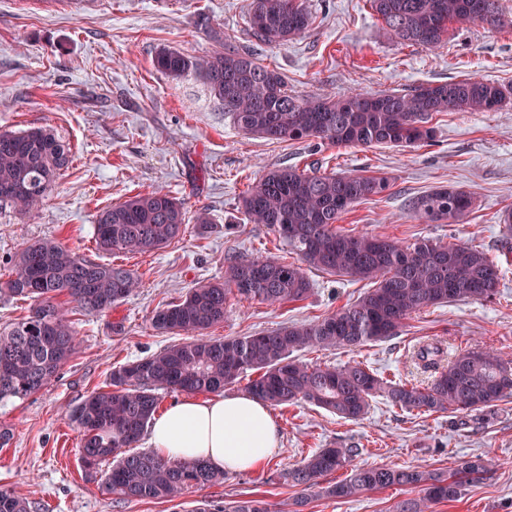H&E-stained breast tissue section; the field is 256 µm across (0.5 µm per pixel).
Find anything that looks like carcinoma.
<instances>
[{"label": "carcinoma", "mask_w": 512, "mask_h": 512, "mask_svg": "<svg viewBox=\"0 0 512 512\" xmlns=\"http://www.w3.org/2000/svg\"><path fill=\"white\" fill-rule=\"evenodd\" d=\"M372 10L403 42L436 47L448 37V24L482 22L512 25L501 0H370ZM306 0H251L253 39L280 45L309 27ZM154 65L179 80L201 76L209 95L224 106L243 132L270 142L318 140L336 147H410L434 140L433 116L443 112H490L512 101V85L477 77L421 84L401 92H357L340 99L302 97L288 90L281 73L257 62L232 41L203 58L160 50ZM69 142L49 128L0 132V202L26 216L53 192L60 170L70 162ZM384 176L326 175L297 167L270 170L241 200L246 219L263 224L295 253L300 263L233 255L224 277L188 289L177 302L154 312L152 326L187 339L112 370L107 389L93 391L69 420L83 433L80 455L90 471L101 463L104 490L119 500L173 501L191 488L224 482L225 473L199 461L175 460L153 452H132L159 408V391L215 393L247 373V392L272 405L308 403L350 421L364 418L370 400L382 395L394 406L419 413L462 418L482 413L512 396V359L481 348L461 350L442 362L435 343L415 351L423 367L434 370L425 385L388 381L359 362L342 366L302 362L304 348L352 349L391 338L412 314L429 306L490 299L498 293L500 271L487 255L465 243L396 238L345 232L343 213L360 200L383 193ZM472 207L462 189L438 187L409 204L412 217L452 224ZM186 224L182 204L160 189L138 193L96 216L99 251L146 253L166 247ZM316 268L373 287L355 302L320 320L297 322L249 336L212 339L207 330L224 322L229 295L270 304L301 301L312 284L305 268ZM137 287L121 265L84 258L55 239L25 242L15 273L3 292L33 301L30 314L0 327V407L24 400L46 387L75 352L77 331L57 298L88 315L108 312ZM355 448H321L286 478L310 496L351 498L366 491L408 486L415 498L395 512H434L457 498L463 487L485 480L496 463L482 456L455 472L419 467H358L342 481L320 479L349 465ZM0 512H34L27 498L0 489ZM197 512H273L262 500H234Z\"/></svg>", "instance_id": "1"}]
</instances>
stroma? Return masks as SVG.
<instances>
[{
  "instance_id": "1",
  "label": "stroma",
  "mask_w": 512,
  "mask_h": 512,
  "mask_svg": "<svg viewBox=\"0 0 512 512\" xmlns=\"http://www.w3.org/2000/svg\"><path fill=\"white\" fill-rule=\"evenodd\" d=\"M307 5L312 19L305 33L282 46L253 45L257 61L280 72L295 94L340 98L355 90H407L473 76L512 84V26L452 24L443 44L429 49L392 37L369 0ZM249 9L250 0H0V130L49 126L72 149L69 167L37 210L22 217L0 206V283L10 278L25 241L56 239L101 261L94 243L97 213L136 194L163 188L182 202L188 219L183 235L163 249L112 255L138 281L115 309L88 315L64 303L78 347L47 387L0 408V427L11 433L0 447V488L35 502L38 512H196L205 502L245 499L292 512L302 489L284 480L283 470L318 449L353 446L356 466L450 472L463 459L494 457L498 465L487 480L464 487L435 512H512V397L498 402L488 420L466 425L449 411L418 414L381 397L359 422L308 404L274 406L280 443L271 459L173 501L114 499L102 489V474L85 471L81 433L68 415L84 396L106 387L115 367L180 343V336L152 328L155 309L223 276L231 253L297 262L241 211L242 196L277 167L389 177L385 192L342 216V229L407 243L424 237L464 242L483 249L502 274L491 299L428 307L406 320L397 336L351 350L304 349L298 359L335 366L355 360L384 378L424 384L431 374L414 353L427 342L441 343L450 354L479 345L512 357V252L501 247L499 222L504 210H512V105L435 115L434 142L415 147L337 148L245 135L200 77L169 79L153 60L164 48L195 58L222 50L228 37L247 43ZM201 14L210 17L212 33L196 29ZM439 186L471 192V210L455 224L414 220L408 199ZM202 212L211 221L204 235L195 222ZM307 275L313 290L302 301L230 298L211 336H247L321 319L369 288L315 269ZM116 322L123 325L118 335L112 332ZM414 495V489L392 487L350 499L317 497L304 512H394Z\"/></svg>"
}]
</instances>
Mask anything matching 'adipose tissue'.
<instances>
[{
  "label": "adipose tissue",
  "instance_id": "obj_1",
  "mask_svg": "<svg viewBox=\"0 0 512 512\" xmlns=\"http://www.w3.org/2000/svg\"><path fill=\"white\" fill-rule=\"evenodd\" d=\"M149 442L161 457L237 473L272 457L279 433L267 404L251 395L186 398L152 420Z\"/></svg>",
  "mask_w": 512,
  "mask_h": 512
}]
</instances>
